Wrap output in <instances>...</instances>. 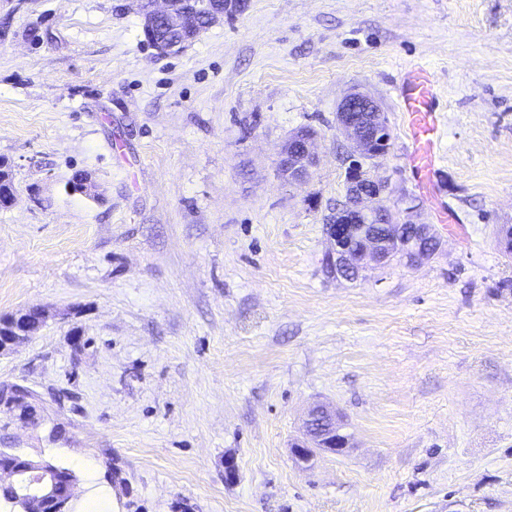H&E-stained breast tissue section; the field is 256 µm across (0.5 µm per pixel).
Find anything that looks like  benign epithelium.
<instances>
[{
    "label": "benign epithelium",
    "instance_id": "obj_1",
    "mask_svg": "<svg viewBox=\"0 0 512 512\" xmlns=\"http://www.w3.org/2000/svg\"><path fill=\"white\" fill-rule=\"evenodd\" d=\"M144 31H153L152 43L160 54L179 51L185 40L177 39L200 28L209 29L224 22L226 4L231 0H138ZM337 130L348 143L350 164L347 171V202L336 209L330 223L325 225L330 249L326 267L330 275L346 281H356L375 267L388 264L400 256L410 262L432 257L441 241L431 225L406 220L390 223L386 207L382 204L367 208L366 201H382L386 185L369 177L366 163L379 160L390 152L391 132L378 101L358 90L349 92L336 113ZM313 129H302L285 142L280 161L282 174L288 182L302 184L313 164ZM70 193L86 197L99 195L98 186L86 175L67 185ZM356 237L363 246L351 248L350 238ZM7 410L12 420L27 425L39 422L37 414L21 401L0 399V410ZM349 447V435L342 432L336 410L316 404L303 421L301 439L292 448L299 460H308L316 451L341 453ZM26 468L0 467V484L14 488L16 500L32 502L38 512H70L71 496L76 478L66 472L68 497L55 493L61 470L42 459L25 458Z\"/></svg>",
    "mask_w": 512,
    "mask_h": 512
}]
</instances>
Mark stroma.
<instances>
[{
	"label": "stroma",
	"instance_id": "35a3bbf8",
	"mask_svg": "<svg viewBox=\"0 0 512 512\" xmlns=\"http://www.w3.org/2000/svg\"><path fill=\"white\" fill-rule=\"evenodd\" d=\"M242 2L163 56L136 0H0V315H48L0 356L43 406L33 426L0 413V447L73 470L72 512H512V0ZM416 66L433 198L397 89ZM353 89L391 129L370 173L394 220L443 206L461 231L347 283L323 262ZM302 127L317 164L293 185ZM80 174L98 197L67 192ZM317 403L350 446L299 462ZM405 84L402 104L407 112V130L413 144L407 160L422 186L428 188L438 161L437 114L432 81L424 69L418 68L407 74ZM316 136L313 129H302L288 137L280 161L282 174L289 183L302 184L313 164L312 141Z\"/></svg>",
	"mask_w": 512,
	"mask_h": 512
}]
</instances>
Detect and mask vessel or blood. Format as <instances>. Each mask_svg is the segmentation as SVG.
I'll list each match as a JSON object with an SVG mask.
<instances>
[{
  "label": "vessel or blood",
  "instance_id": "obj_1",
  "mask_svg": "<svg viewBox=\"0 0 512 512\" xmlns=\"http://www.w3.org/2000/svg\"><path fill=\"white\" fill-rule=\"evenodd\" d=\"M402 104L407 114V130L413 144L409 165L416 171L422 186H430L438 161L437 114L429 74L421 68L411 70L405 81Z\"/></svg>",
  "mask_w": 512,
  "mask_h": 512
}]
</instances>
